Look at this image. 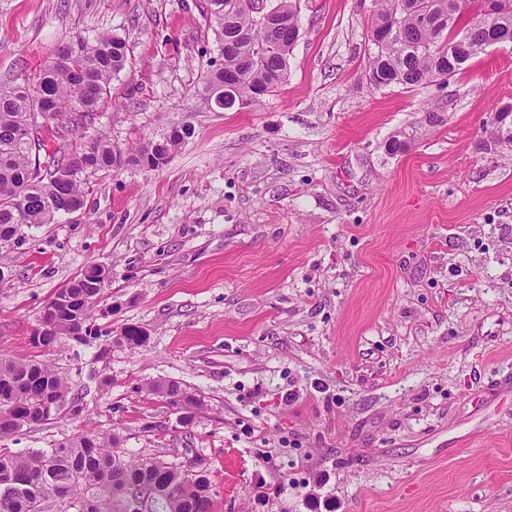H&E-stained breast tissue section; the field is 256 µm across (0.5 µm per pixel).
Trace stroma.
I'll use <instances>...</instances> for the list:
<instances>
[{"label": "stroma", "mask_w": 512, "mask_h": 512, "mask_svg": "<svg viewBox=\"0 0 512 512\" xmlns=\"http://www.w3.org/2000/svg\"><path fill=\"white\" fill-rule=\"evenodd\" d=\"M208 0H0V82L75 36L132 70L90 133L127 149L189 121L157 171L90 173L81 210L0 244V354L83 393L8 450L82 432L195 462L215 512H512V43L450 81L375 88L374 0H299L261 104L193 96L218 58ZM97 264L92 323L144 345L36 350L56 289ZM201 402L190 426L150 386Z\"/></svg>", "instance_id": "stroma-1"}]
</instances>
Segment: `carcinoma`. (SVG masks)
<instances>
[{
	"instance_id": "1",
	"label": "carcinoma",
	"mask_w": 512,
	"mask_h": 512,
	"mask_svg": "<svg viewBox=\"0 0 512 512\" xmlns=\"http://www.w3.org/2000/svg\"><path fill=\"white\" fill-rule=\"evenodd\" d=\"M253 0H211L222 62L208 64L194 93L211 105L214 88L237 76L232 94L250 106L288 77L289 56L299 33L296 0H270L275 21L261 23ZM417 0H376L369 33L377 39L370 70L380 86H418L449 80L484 52L487 30L476 18L480 0H426L439 23L422 25ZM125 39L78 36L55 46L36 77L0 83V242L22 227L51 224L62 213L82 209L90 172L120 166L163 168L174 150L194 134L191 122L143 141L125 152L98 133L72 147L48 148L50 137L79 129L111 101V83L130 67ZM97 266L56 290L31 337L50 348L66 337L85 341L96 303ZM141 329L126 328L129 348L146 342ZM151 391L165 397L189 426L199 401L173 380ZM81 397L42 361L0 355V440L42 424L64 405L79 411ZM115 435L81 433L53 448L0 452V512H213L214 488L193 463L160 458L128 459Z\"/></svg>"
}]
</instances>
